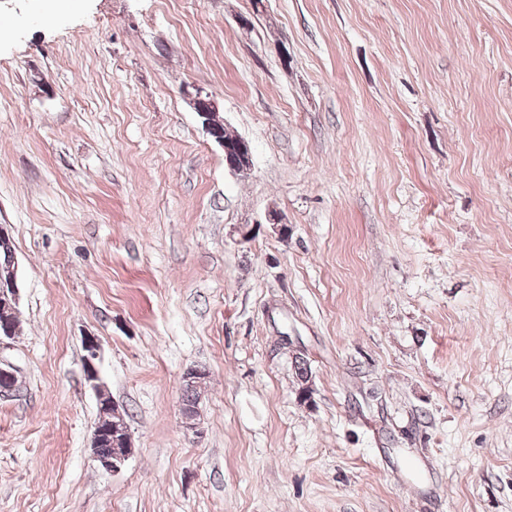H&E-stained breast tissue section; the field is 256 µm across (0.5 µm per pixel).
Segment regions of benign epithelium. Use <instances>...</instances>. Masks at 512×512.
I'll use <instances>...</instances> for the list:
<instances>
[{"mask_svg":"<svg viewBox=\"0 0 512 512\" xmlns=\"http://www.w3.org/2000/svg\"><path fill=\"white\" fill-rule=\"evenodd\" d=\"M184 94L191 100L195 111H200L201 105L215 108V101L210 94L196 88L194 90L184 89ZM216 143L224 152V164L233 171H243L252 164L251 149L245 140L230 145L222 139ZM18 302L17 269H10V275L6 278L0 277V344L6 339L13 338V330L10 325L9 314L16 308ZM101 346L97 337L88 335L83 339V372L87 382L91 383L97 392L98 398V419L94 429L91 450L93 460L98 466L108 472L118 473L125 462L134 453V442L130 427L124 419L122 412L112 400V396L99 383V360ZM0 395L7 396L16 389L15 371L13 366L0 362ZM109 438L112 443V454L103 455L99 448L103 438Z\"/></svg>","mask_w":512,"mask_h":512,"instance_id":"benign-epithelium-1","label":"benign epithelium"}]
</instances>
